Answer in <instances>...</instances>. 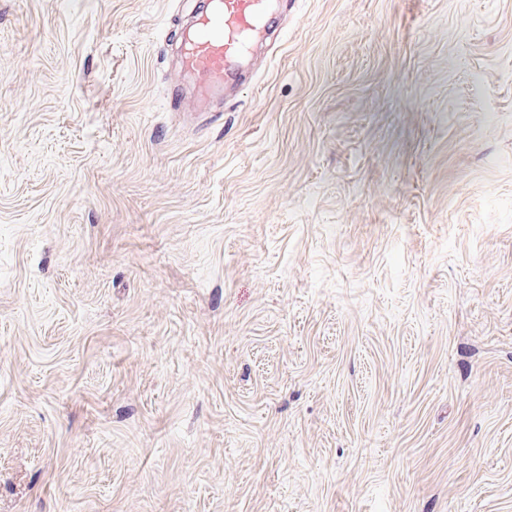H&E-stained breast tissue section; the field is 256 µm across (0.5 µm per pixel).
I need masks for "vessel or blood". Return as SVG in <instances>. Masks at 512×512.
<instances>
[{"instance_id":"vessel-or-blood-1","label":"vessel or blood","mask_w":512,"mask_h":512,"mask_svg":"<svg viewBox=\"0 0 512 512\" xmlns=\"http://www.w3.org/2000/svg\"><path fill=\"white\" fill-rule=\"evenodd\" d=\"M285 0H202L188 34L178 46L184 88L170 92L173 106L193 98L198 114L238 96L253 70L258 43L271 28L281 27Z\"/></svg>"}]
</instances>
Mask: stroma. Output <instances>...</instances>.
Returning a JSON list of instances; mask_svg holds the SVG:
<instances>
[{
    "mask_svg": "<svg viewBox=\"0 0 512 512\" xmlns=\"http://www.w3.org/2000/svg\"><path fill=\"white\" fill-rule=\"evenodd\" d=\"M198 5L0 0V512H512V0ZM201 1L178 46L179 74L198 114L216 116L243 89L258 43L269 29L282 26L288 4L287 0Z\"/></svg>",
    "mask_w": 512,
    "mask_h": 512,
    "instance_id": "obj_1",
    "label": "stroma"
}]
</instances>
